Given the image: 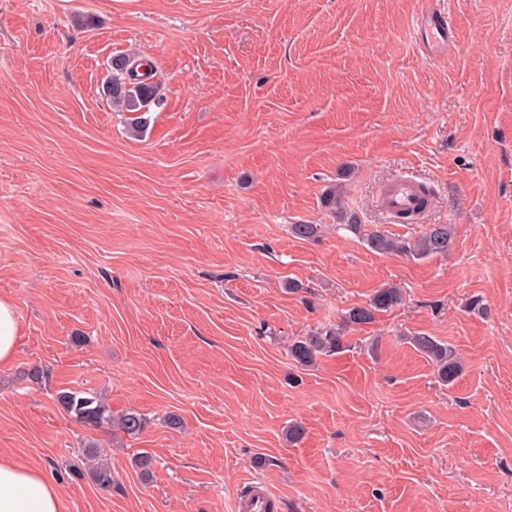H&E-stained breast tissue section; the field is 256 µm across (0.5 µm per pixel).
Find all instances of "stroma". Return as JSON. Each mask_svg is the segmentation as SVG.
Segmentation results:
<instances>
[{
	"instance_id": "stroma-1",
	"label": "stroma",
	"mask_w": 512,
	"mask_h": 512,
	"mask_svg": "<svg viewBox=\"0 0 512 512\" xmlns=\"http://www.w3.org/2000/svg\"><path fill=\"white\" fill-rule=\"evenodd\" d=\"M423 2L0 0V295L20 325L1 458L69 512H236L255 480L280 512H512V0H453L443 62L416 48ZM122 54L156 71L139 136L103 92ZM406 172L433 192L413 224L378 203ZM333 185L361 234L322 207ZM429 224L452 225L448 253L362 239ZM389 284L402 303L343 352L293 361ZM416 334L457 349L452 386ZM64 389L146 427L82 425ZM83 455L87 461L93 463L89 468L90 473L97 485L104 489L111 488L112 470L108 466V463L105 461V459L101 458L97 449L92 445L86 446L83 449Z\"/></svg>"
}]
</instances>
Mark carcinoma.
Masks as SVG:
<instances>
[{"instance_id":"cac0c4a2","label":"carcinoma","mask_w":512,"mask_h":512,"mask_svg":"<svg viewBox=\"0 0 512 512\" xmlns=\"http://www.w3.org/2000/svg\"><path fill=\"white\" fill-rule=\"evenodd\" d=\"M151 75L152 66L148 62H134L126 55L112 58V80L106 84L107 92L113 103L134 114L129 125L135 133L145 130V114L157 98V87L150 81ZM323 204L340 213L346 219L349 228H361L357 215L349 214L343 209L341 193L338 190L329 189L323 196ZM452 239L451 225L430 224L411 242L399 241L378 231L367 234L366 242L372 251L382 255L403 253L422 259L447 253ZM402 301L403 293L400 288H379L365 304L348 309L345 322L354 326L369 324L377 313L391 310ZM343 339L344 336L338 331L310 333L294 340L288 346L289 356L300 365L309 366L314 364L319 356L341 350ZM411 341L431 362L437 377L444 384L453 385L462 373L461 363L453 347L427 335L413 336ZM57 401L68 415L94 428L112 426L128 435L136 436L146 426V419L134 411L127 412L119 418L112 416L105 399L94 392L63 391L57 394ZM83 455L91 462L90 473L97 485L104 489L112 487V470L97 449L92 445L86 446Z\"/></svg>"}]
</instances>
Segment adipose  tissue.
Masks as SVG:
<instances>
[{
    "instance_id": "adipose-tissue-1",
    "label": "adipose tissue",
    "mask_w": 512,
    "mask_h": 512,
    "mask_svg": "<svg viewBox=\"0 0 512 512\" xmlns=\"http://www.w3.org/2000/svg\"><path fill=\"white\" fill-rule=\"evenodd\" d=\"M0 512H67V506L43 471L0 458Z\"/></svg>"
}]
</instances>
